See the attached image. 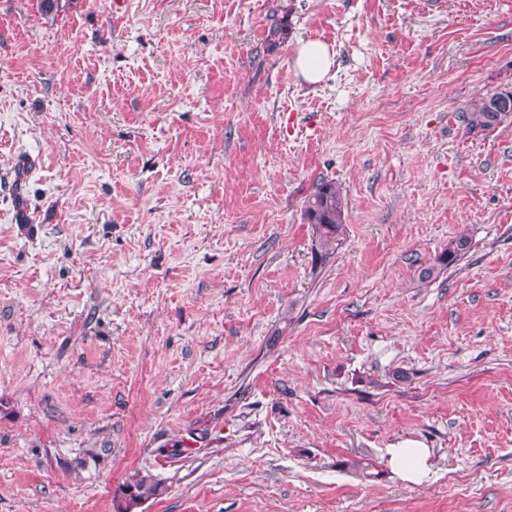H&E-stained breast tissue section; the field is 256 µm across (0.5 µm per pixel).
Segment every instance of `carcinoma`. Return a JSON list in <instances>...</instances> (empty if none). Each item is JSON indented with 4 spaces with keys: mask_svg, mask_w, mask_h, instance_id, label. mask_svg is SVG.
<instances>
[{
    "mask_svg": "<svg viewBox=\"0 0 512 512\" xmlns=\"http://www.w3.org/2000/svg\"><path fill=\"white\" fill-rule=\"evenodd\" d=\"M512 115V90L502 89L489 96L473 101L463 111L462 118L467 125L474 128H491ZM346 202L341 189L328 180L317 182L304 201V219L314 225L316 231V248L320 256H327L323 247L335 238L345 220ZM469 249L466 237H459L438 259L437 264L421 272L424 280L439 275L440 271L453 265ZM160 485L143 476L122 485L113 499L114 512H134L145 500L159 495Z\"/></svg>",
    "mask_w": 512,
    "mask_h": 512,
    "instance_id": "1",
    "label": "carcinoma"
}]
</instances>
